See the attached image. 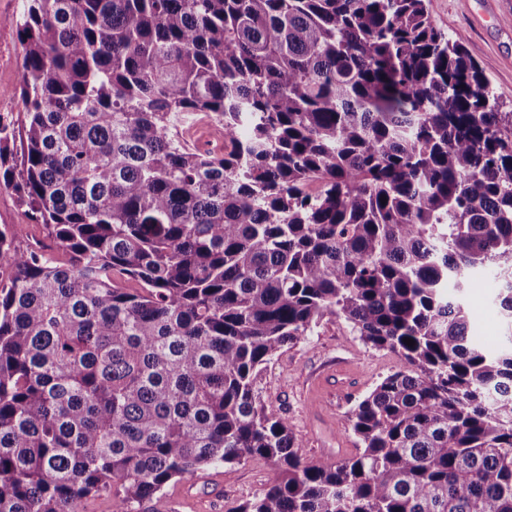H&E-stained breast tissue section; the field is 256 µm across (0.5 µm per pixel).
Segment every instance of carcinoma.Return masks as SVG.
<instances>
[{"label": "carcinoma", "instance_id": "1", "mask_svg": "<svg viewBox=\"0 0 512 512\" xmlns=\"http://www.w3.org/2000/svg\"><path fill=\"white\" fill-rule=\"evenodd\" d=\"M2 23L25 148L0 123V187L54 247L0 225V512H137L253 458L272 477L229 512H512V113L426 0H23ZM204 117L220 153L181 138ZM488 271L503 349L464 300ZM327 315L405 364L331 465L256 388Z\"/></svg>", "mask_w": 512, "mask_h": 512}]
</instances>
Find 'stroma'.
Instances as JSON below:
<instances>
[{"mask_svg": "<svg viewBox=\"0 0 512 512\" xmlns=\"http://www.w3.org/2000/svg\"><path fill=\"white\" fill-rule=\"evenodd\" d=\"M429 11L448 35H461L464 47L485 71L501 111L512 112V0H428ZM22 48L14 26H0V114L22 124L23 106L14 90L21 77ZM24 227L22 244L51 246L43 225L33 222L15 196L0 188V225ZM495 290L468 294L466 301L479 321L484 344L506 340L507 327L494 304ZM401 359L386 350L365 346L343 319L324 317L309 336L285 345L257 380L266 401L278 407L300 442L307 462L335 463L357 451L349 425L353 406L389 373L402 368ZM271 476L261 459L211 467L194 480L170 482L143 503L140 512H230L259 492Z\"/></svg>", "mask_w": 512, "mask_h": 512, "instance_id": "1", "label": "stroma"}]
</instances>
